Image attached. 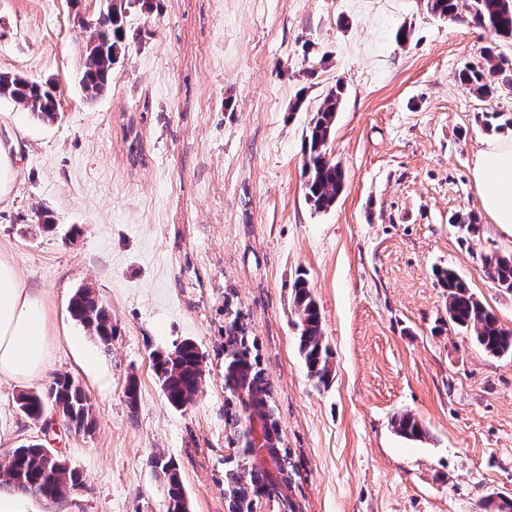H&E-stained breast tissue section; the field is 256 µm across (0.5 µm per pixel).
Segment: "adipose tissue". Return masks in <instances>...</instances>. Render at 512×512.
Instances as JSON below:
<instances>
[{
	"instance_id": "1",
	"label": "adipose tissue",
	"mask_w": 512,
	"mask_h": 512,
	"mask_svg": "<svg viewBox=\"0 0 512 512\" xmlns=\"http://www.w3.org/2000/svg\"><path fill=\"white\" fill-rule=\"evenodd\" d=\"M472 178L481 209L512 233V137L495 139L476 156ZM45 305L13 265L0 259V381L28 380L49 367Z\"/></svg>"
}]
</instances>
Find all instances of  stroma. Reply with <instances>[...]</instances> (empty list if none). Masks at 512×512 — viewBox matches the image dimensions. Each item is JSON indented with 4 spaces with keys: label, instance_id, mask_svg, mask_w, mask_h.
I'll use <instances>...</instances> for the list:
<instances>
[{
    "label": "stroma",
    "instance_id": "stroma-1",
    "mask_svg": "<svg viewBox=\"0 0 512 512\" xmlns=\"http://www.w3.org/2000/svg\"><path fill=\"white\" fill-rule=\"evenodd\" d=\"M103 0H0V71L59 87L43 124L0 100L11 144L0 194V258L44 299L50 367L0 383V461L43 438L82 483L53 508L0 491V512H168L158 454L179 466L192 512H227L224 307L240 311L271 385L282 444L299 459L300 512H483L512 496V357L448 324L435 269L452 268L512 329V293L480 254L512 234L479 208L471 177L490 135L477 117L511 112L512 88L477 96L456 79L488 33L426 13L422 0H132L110 89L75 81L83 33ZM410 31L395 40L398 28ZM343 86L330 141L345 171L335 206L305 200L303 137ZM141 155L128 152L127 129ZM59 230L35 231L41 210ZM475 213L467 238L452 224ZM305 278L331 350L316 388L298 351L292 285ZM91 288L112 314L111 352L68 311ZM97 352L86 372L66 343ZM189 339L206 354L193 406L173 409L150 354ZM68 373L92 405L87 433L44 434L17 406ZM135 378L139 403L124 390ZM414 414L427 436H399Z\"/></svg>",
    "mask_w": 512,
    "mask_h": 512
}]
</instances>
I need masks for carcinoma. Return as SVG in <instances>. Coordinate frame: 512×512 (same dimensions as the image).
<instances>
[{"label":"carcinoma","instance_id":"1","mask_svg":"<svg viewBox=\"0 0 512 512\" xmlns=\"http://www.w3.org/2000/svg\"><path fill=\"white\" fill-rule=\"evenodd\" d=\"M427 13L440 18H457L466 14L471 21L494 38L512 39V0H423ZM126 0H106L105 13L111 18L108 31L96 44L86 39L82 46L77 83L84 97L93 101L105 93L112 83V66L126 38ZM480 64H467L457 74L458 81L482 97H491L498 85L512 86V57H507L488 46ZM10 100L30 112L41 123L58 119L59 101L55 87L48 83L31 81L10 72H0V100ZM342 103L341 88L330 90L314 112L304 137V190L306 202L314 212H327L342 194L345 172L330 157V140ZM478 121L485 131L500 132L512 129L511 112H484ZM454 226L468 237L478 230L477 219L468 213L458 216ZM480 259L496 287L512 292V253L484 252ZM439 287L446 294L445 309L448 324L472 335L484 351L494 355L512 356V329L504 327L498 318L471 292L468 284L451 268H440L435 273ZM294 306L299 328L298 350L307 368L309 378L318 387L326 386L331 373V351L323 336L320 312L308 283L298 278L293 284ZM72 317L83 324L98 340L104 350H110L115 327L112 314L93 291L80 288L69 302ZM239 312H234L224 327V381H240L252 396L258 413L268 404L269 383L260 368L258 356L253 354L255 341L250 339L245 324H236ZM154 375L168 404L179 411L190 408L204 378V352L197 344L183 341L168 351L152 353ZM54 401L69 411L72 422L83 429L91 424V404L79 380L69 374L57 376L46 392H22L17 396L18 409L29 419L42 420L49 412L48 401ZM403 438L415 440L425 434L423 424L415 415L404 412L393 422ZM48 448L38 440H31L13 449L12 455L0 463V489L17 494L59 502L80 485V474L64 463L54 470L45 467ZM277 476L264 470L260 477L249 476L247 483L260 480L268 487L281 480L285 472L292 473L294 464L288 449H283V462H275ZM151 467L162 475L170 500V512H191L190 500L178 465L161 454L151 460Z\"/></svg>","mask_w":512,"mask_h":512}]
</instances>
